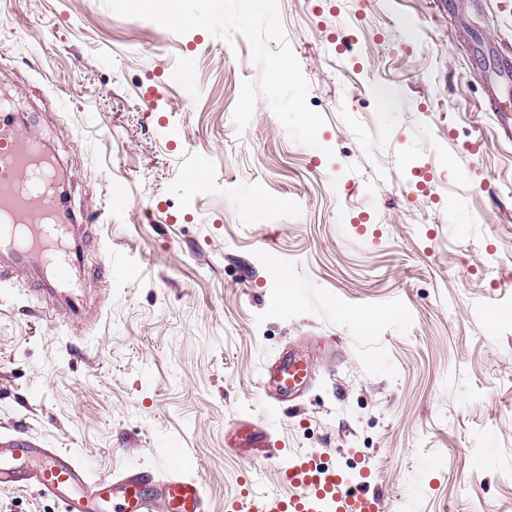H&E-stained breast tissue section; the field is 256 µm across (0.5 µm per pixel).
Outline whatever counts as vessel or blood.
Masks as SVG:
<instances>
[{"mask_svg":"<svg viewBox=\"0 0 512 512\" xmlns=\"http://www.w3.org/2000/svg\"><path fill=\"white\" fill-rule=\"evenodd\" d=\"M75 217L66 212L54 161L35 130L12 112H0V281L14 265L37 269L43 287H69L77 255L70 245ZM311 376L296 353L279 359L265 374L278 390H292ZM291 492L237 503L233 512H379L380 498L353 492L340 469H320L314 456L293 460L283 472ZM33 483L55 498L61 512H208L194 461L161 459L158 471L131 468L118 475L90 477L72 454L43 448L19 437H0V487Z\"/></svg>","mask_w":512,"mask_h":512,"instance_id":"b4317fda","label":"vessel or blood"}]
</instances>
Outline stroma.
<instances>
[{"instance_id":"1","label":"stroma","mask_w":512,"mask_h":512,"mask_svg":"<svg viewBox=\"0 0 512 512\" xmlns=\"http://www.w3.org/2000/svg\"><path fill=\"white\" fill-rule=\"evenodd\" d=\"M278 7L329 152L263 101L237 132L243 38L0 0V92L82 218L77 287L0 282V435L103 474L189 452L209 512L287 495L303 454L369 472L381 512H512V139L484 107L512 0ZM112 259L138 278L103 277ZM292 349L313 374L281 400L261 372ZM240 425L274 447H226ZM0 512L57 505L0 487Z\"/></svg>"}]
</instances>
